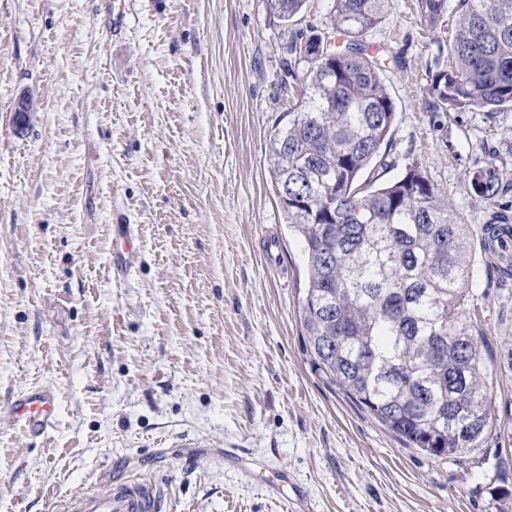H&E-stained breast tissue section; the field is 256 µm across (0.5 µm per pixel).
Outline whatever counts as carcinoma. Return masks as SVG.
Masks as SVG:
<instances>
[{"mask_svg":"<svg viewBox=\"0 0 512 512\" xmlns=\"http://www.w3.org/2000/svg\"><path fill=\"white\" fill-rule=\"evenodd\" d=\"M306 0H267L280 23ZM438 37L426 111L512 108V0H416ZM390 0H332L331 33H292L282 82L299 94L267 146L288 228L308 261L302 325L318 364L383 426L436 458L471 448L491 428L484 365L467 320L471 225L452 216L425 171L394 180L396 106L384 73L401 63L367 41ZM475 196L502 188L476 171ZM485 224L480 247L498 252Z\"/></svg>","mask_w":512,"mask_h":512,"instance_id":"carcinoma-1","label":"carcinoma"}]
</instances>
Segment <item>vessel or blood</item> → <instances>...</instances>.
<instances>
[{
	"mask_svg": "<svg viewBox=\"0 0 512 512\" xmlns=\"http://www.w3.org/2000/svg\"><path fill=\"white\" fill-rule=\"evenodd\" d=\"M55 415L52 394L36 388L18 396L10 407V420L31 433L44 432ZM236 466L251 480L262 485L284 487L288 484L287 471L267 473L263 465L239 457ZM155 501L148 488L132 481L116 480L106 493L81 492L68 497L61 512H153Z\"/></svg>",
	"mask_w": 512,
	"mask_h": 512,
	"instance_id": "obj_1",
	"label": "vessel or blood"
}]
</instances>
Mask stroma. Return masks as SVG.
Wrapping results in <instances>:
<instances>
[{
    "mask_svg": "<svg viewBox=\"0 0 512 512\" xmlns=\"http://www.w3.org/2000/svg\"><path fill=\"white\" fill-rule=\"evenodd\" d=\"M0 0V512H56L130 476L156 512H285L225 457L287 471L309 512H512V277L476 253L466 308L492 428L441 459L412 448L320 368L302 326L306 259L266 147L288 109L266 0ZM372 41L397 166L426 171L465 223L512 225V109L428 112L433 60L414 0ZM29 105L17 124L18 103ZM497 167L503 190L471 179ZM132 225L134 239L121 230ZM49 388L42 434L6 420ZM475 173L471 180L474 195L483 200L493 199L502 188L498 170L490 167L477 170Z\"/></svg>",
    "mask_w": 512,
    "mask_h": 512,
    "instance_id": "stroma-1",
    "label": "stroma"
}]
</instances>
